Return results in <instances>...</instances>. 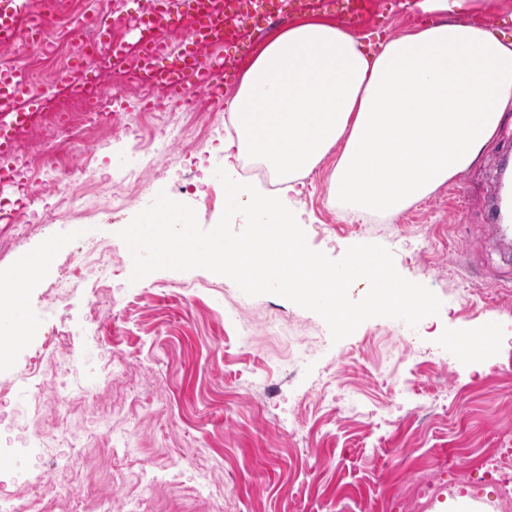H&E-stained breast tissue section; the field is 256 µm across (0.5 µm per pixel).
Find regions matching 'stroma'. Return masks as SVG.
I'll use <instances>...</instances> for the list:
<instances>
[{"label":"stroma","instance_id":"35a3bbf8","mask_svg":"<svg viewBox=\"0 0 512 512\" xmlns=\"http://www.w3.org/2000/svg\"><path fill=\"white\" fill-rule=\"evenodd\" d=\"M70 2L112 12L116 35L135 45L145 0ZM427 23L399 0H374L356 36L374 44ZM112 92L113 121L82 123L48 151L45 131L30 133V151L42 156L31 172L40 190L15 248L0 258V278L47 240L62 246L26 296L37 331L0 369V454L16 461L0 475V512H27L35 489L59 484L109 500L112 512H448L460 498L502 512L481 464L512 435V255L490 241L486 224L512 167V126L395 220L360 219L329 203L335 154L294 182L288 197L312 249L338 259L353 245H383L403 277L442 302L417 327L372 318L336 342L315 312L248 296L205 269L130 282L118 233L150 196L114 174L150 166L155 184L210 229L224 210L214 172L225 166L238 178L244 163L224 158L236 139L227 113L202 101L141 111L149 87L123 78ZM61 184L79 192L70 206L58 204ZM99 187L127 205H100ZM76 244L98 248L101 259L72 258ZM59 287L66 299L57 311L45 297ZM62 319L74 364L46 352ZM471 331L492 334V350L460 357L448 341ZM63 395L73 396V411L59 421L54 402ZM375 406L395 411L394 421L372 424ZM426 483L433 494L415 497Z\"/></svg>","mask_w":512,"mask_h":512}]
</instances>
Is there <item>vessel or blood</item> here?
<instances>
[{
  "mask_svg": "<svg viewBox=\"0 0 512 512\" xmlns=\"http://www.w3.org/2000/svg\"><path fill=\"white\" fill-rule=\"evenodd\" d=\"M182 0H146L136 19L137 27L153 29L179 28L183 31V48L174 51L170 42L153 37L140 43L137 70L151 84L162 87L161 107L193 106L196 89L207 92L212 103L224 98V77L232 62L221 55L200 61L195 48L209 42L223 43L224 39H254L260 21L250 11L233 16L232 25H225L223 16L206 21H183ZM58 25L62 35L78 43L73 64L67 70L69 81L78 80L85 69L101 66L104 60L121 64L126 60L124 41L113 35L114 20L98 13H63L59 0H48L45 8L36 9L32 0H0V46L21 53L34 47H46V34L51 25ZM97 29L99 41L108 50L99 56L83 48L84 34ZM46 89L34 86L14 66L0 67V192L14 189L15 195H0V207L19 210L24 208L27 196L24 188L28 177L15 162L19 134L28 129L38 116L46 97ZM36 325L22 306H13L0 314V332L35 331Z\"/></svg>",
  "mask_w": 512,
  "mask_h": 512,
  "instance_id": "obj_1",
  "label": "vessel or blood"
}]
</instances>
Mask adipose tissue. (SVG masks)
Segmentation results:
<instances>
[{
  "label": "adipose tissue",
  "instance_id": "1",
  "mask_svg": "<svg viewBox=\"0 0 512 512\" xmlns=\"http://www.w3.org/2000/svg\"><path fill=\"white\" fill-rule=\"evenodd\" d=\"M499 0H406L428 26L364 47L338 23L304 15L271 34L226 110L237 151L279 180L310 173L339 148L329 199L395 218L467 170L512 118V37L478 22ZM36 269L0 285L23 303Z\"/></svg>",
  "mask_w": 512,
  "mask_h": 512
}]
</instances>
